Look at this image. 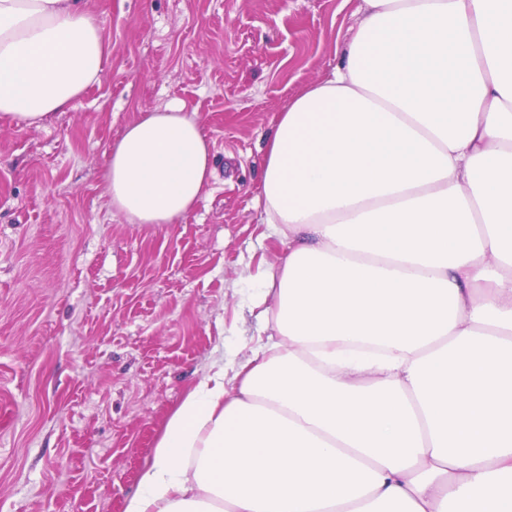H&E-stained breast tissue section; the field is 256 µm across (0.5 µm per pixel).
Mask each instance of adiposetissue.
Returning a JSON list of instances; mask_svg holds the SVG:
<instances>
[{
	"label": "adipose tissue",
	"mask_w": 512,
	"mask_h": 512,
	"mask_svg": "<svg viewBox=\"0 0 512 512\" xmlns=\"http://www.w3.org/2000/svg\"><path fill=\"white\" fill-rule=\"evenodd\" d=\"M363 2L265 145L275 340L187 394L123 512H512V0ZM109 52L80 0H0V115L41 126ZM213 175L181 103L104 165L124 224L177 223Z\"/></svg>",
	"instance_id": "1"
}]
</instances>
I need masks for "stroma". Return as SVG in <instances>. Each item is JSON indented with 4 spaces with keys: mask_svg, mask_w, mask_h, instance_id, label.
<instances>
[{
    "mask_svg": "<svg viewBox=\"0 0 512 512\" xmlns=\"http://www.w3.org/2000/svg\"><path fill=\"white\" fill-rule=\"evenodd\" d=\"M360 4L84 0L99 82L42 127L0 117V512H123L186 393L266 341L251 301L286 244L262 222L265 142ZM173 102L211 143L209 191L178 223H119L105 159Z\"/></svg>",
    "mask_w": 512,
    "mask_h": 512,
    "instance_id": "35a3bbf8",
    "label": "stroma"
}]
</instances>
